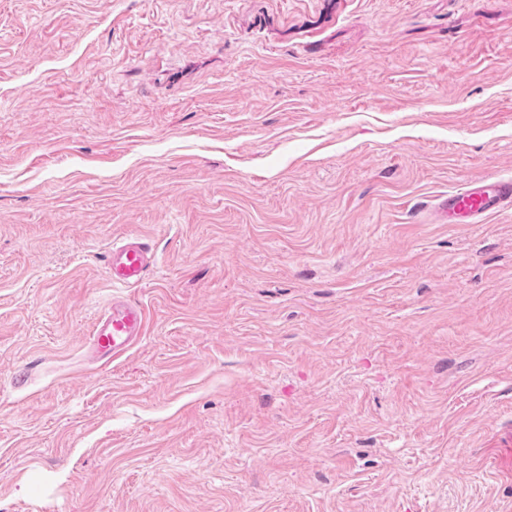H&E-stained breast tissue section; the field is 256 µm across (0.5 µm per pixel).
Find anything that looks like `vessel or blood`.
I'll return each instance as SVG.
<instances>
[{
  "label": "vessel or blood",
  "mask_w": 512,
  "mask_h": 512,
  "mask_svg": "<svg viewBox=\"0 0 512 512\" xmlns=\"http://www.w3.org/2000/svg\"><path fill=\"white\" fill-rule=\"evenodd\" d=\"M435 215L442 224H482L494 215L512 211V178L488 176L468 182L436 199ZM152 264L148 246L137 237L113 246L105 256L107 274L114 287L141 285ZM148 326L145 307L138 301L113 297L94 325L89 345L99 360L125 355Z\"/></svg>",
  "instance_id": "obj_1"
}]
</instances>
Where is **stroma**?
<instances>
[{
    "label": "stroma",
    "instance_id": "obj_1",
    "mask_svg": "<svg viewBox=\"0 0 512 512\" xmlns=\"http://www.w3.org/2000/svg\"><path fill=\"white\" fill-rule=\"evenodd\" d=\"M493 174L512 0H0V512H512ZM440 224H483L504 211H512V178L488 176L469 181L433 206ZM152 256L148 246L138 237H130L113 245L105 255V267L116 288H136L148 274ZM148 326L146 308L138 301L113 296L94 325L89 345L97 360H116L125 355Z\"/></svg>",
    "mask_w": 512,
    "mask_h": 512
}]
</instances>
